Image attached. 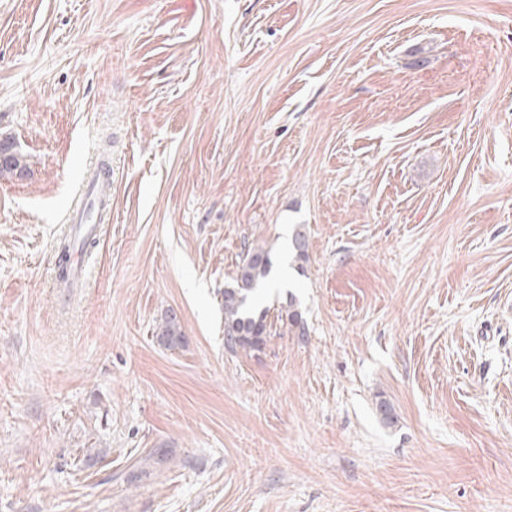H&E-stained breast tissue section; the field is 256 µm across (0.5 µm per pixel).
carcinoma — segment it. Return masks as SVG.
<instances>
[{"label": "carcinoma", "instance_id": "1", "mask_svg": "<svg viewBox=\"0 0 512 512\" xmlns=\"http://www.w3.org/2000/svg\"><path fill=\"white\" fill-rule=\"evenodd\" d=\"M27 169L25 157L13 152V156L0 163V177L14 176ZM293 259L307 261V240L301 229L292 233ZM272 269L270 252L263 247L252 249L239 266L235 284L224 289V344L236 352H260L272 336L273 323L268 319L269 310L260 303L259 293ZM159 341L167 347L182 343L184 335L176 318H165L158 332Z\"/></svg>", "mask_w": 512, "mask_h": 512}]
</instances>
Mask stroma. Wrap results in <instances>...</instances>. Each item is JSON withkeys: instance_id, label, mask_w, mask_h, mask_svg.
<instances>
[{"instance_id": "1", "label": "stroma", "mask_w": 512, "mask_h": 512, "mask_svg": "<svg viewBox=\"0 0 512 512\" xmlns=\"http://www.w3.org/2000/svg\"><path fill=\"white\" fill-rule=\"evenodd\" d=\"M1 138L0 512H512V0H0ZM11 149H12V146L9 143L4 142V141H2L0 143V161L1 162L10 157ZM12 153H13V156L10 159L6 160L2 164L0 163V177L8 176V175L16 177L18 170H21V172L18 173L19 175H23L24 172L27 171V163H26L25 157L22 154L14 151V149H13ZM22 170H25V171H22ZM272 265L268 250L254 248L239 266L235 284L224 288V344L232 352H261L273 336L269 310L259 299Z\"/></svg>"}]
</instances>
